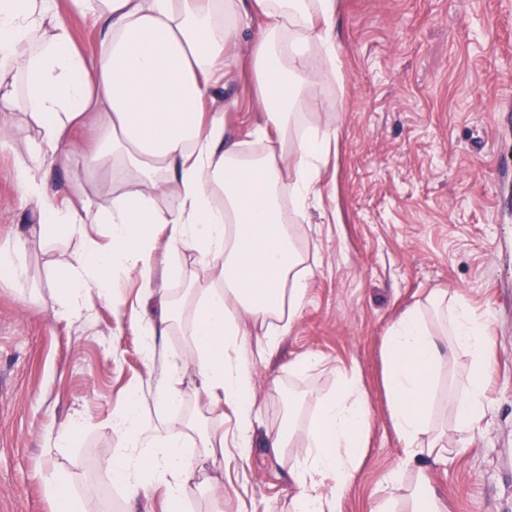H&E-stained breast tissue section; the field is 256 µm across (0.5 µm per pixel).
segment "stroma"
<instances>
[{
	"instance_id": "35a3bbf8",
	"label": "stroma",
	"mask_w": 512,
	"mask_h": 512,
	"mask_svg": "<svg viewBox=\"0 0 512 512\" xmlns=\"http://www.w3.org/2000/svg\"><path fill=\"white\" fill-rule=\"evenodd\" d=\"M336 25L343 81L315 86L304 108L306 124L330 118L341 128L295 240L310 269L307 297L277 351L254 363L250 459L204 464V475L223 474L233 493L218 504L205 486L193 487L185 510L292 512L288 470L269 457L266 439L294 428L292 452L303 455L314 396L334 391L339 372L354 369L371 427L342 510L370 512L403 460L383 386V340L407 304L445 288L490 315L491 409L466 435L465 451L429 465V483L449 512H512V199L503 200L492 177L499 161H512V0H336ZM249 46L241 41L216 92L228 134L244 142L263 122ZM0 127L16 151L37 138L19 111L0 112ZM89 145L88 133H75L69 163L46 179L107 206L126 184L87 165ZM16 151L0 150V244L37 221L14 181ZM66 248L32 242L16 254L27 282L0 277V512H55L47 492L55 484L70 487L85 512H145L144 502L126 501L105 465L121 445L112 416L125 391L152 388L160 376L144 361L130 318L141 279L117 274L114 299L92 289L85 317L57 318L44 298L61 283L56 260ZM165 260L182 310L163 343L184 359L194 303L202 289L219 287V270L187 249ZM310 354L319 364L298 374L295 362ZM181 389L175 412L193 431L233 428L231 412L196 391L192 372ZM80 413L85 425L58 446L59 427Z\"/></svg>"
}]
</instances>
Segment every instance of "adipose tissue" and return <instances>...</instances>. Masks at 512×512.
<instances>
[{"label":"adipose tissue","instance_id":"obj_1","mask_svg":"<svg viewBox=\"0 0 512 512\" xmlns=\"http://www.w3.org/2000/svg\"><path fill=\"white\" fill-rule=\"evenodd\" d=\"M92 16L100 38L79 49L55 0H0V107H22L38 128L40 144L18 155L16 180L40 221L16 243L0 245V271L14 282L27 279L14 259L17 243L63 236L79 243L66 259V280L51 297L56 317L78 319L85 292L111 296V274L138 273L144 295L132 310L147 363L162 368L145 408L132 386L112 428L122 448L108 460L130 501L163 490L166 512H181L196 475L198 456L220 455L242 463L255 443L254 356L274 352L306 299L308 271L294 239L298 226L283 216L288 198L304 218L320 190L321 168L339 128L331 122L298 129L307 97L322 78L341 79L336 0H71ZM261 26H254V16ZM251 38L249 69L265 123L260 153L224 129V109L215 90L224 64L243 36ZM94 118L91 167L118 157L131 175L129 187L107 209L86 197L56 199L42 175L66 162L70 133ZM90 224L109 227L99 245ZM169 228L166 251L190 249L218 266L222 287L209 288L194 308L192 361L169 358L157 339L174 319L176 300L155 287L156 227ZM263 326L251 336L245 324ZM491 336L485 315L461 295L432 292L426 303L406 307L383 344L384 386L393 429L403 448L401 484L415 474L406 512H448L431 488L425 460L439 459L448 438L433 415L441 376L452 355L471 358L466 384L448 403L458 433L486 416V380ZM194 367L203 393L233 413L231 440L200 438L199 453L185 442L188 424L172 415L186 367ZM316 412L305 431V454L287 459L292 436L267 441L275 459L287 460L295 489L294 512H342V501L363 465L370 411L358 373H341L333 394L314 399Z\"/></svg>","mask_w":512,"mask_h":512}]
</instances>
